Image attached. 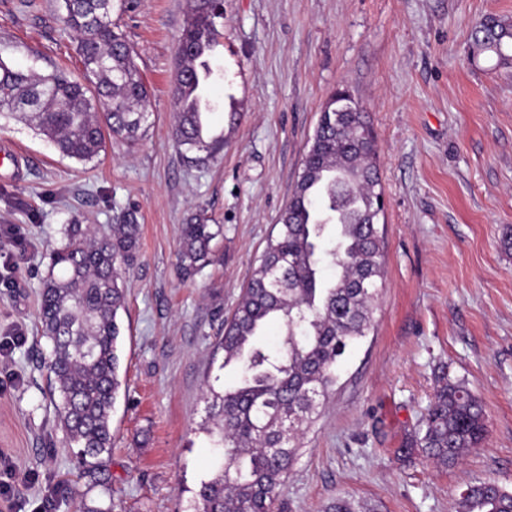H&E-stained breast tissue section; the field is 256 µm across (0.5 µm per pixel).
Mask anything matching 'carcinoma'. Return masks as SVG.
Instances as JSON below:
<instances>
[{
  "mask_svg": "<svg viewBox=\"0 0 512 512\" xmlns=\"http://www.w3.org/2000/svg\"><path fill=\"white\" fill-rule=\"evenodd\" d=\"M63 21L77 35L88 84L56 70L36 75L0 58V115L33 127L63 155L88 163L105 146V134L133 147L149 119L148 89L112 26L107 0H62ZM224 16L223 0H189L178 46L209 62ZM472 49L512 62V24H477ZM201 113L179 106L171 135L190 163L224 150V136L199 132ZM383 194L375 136L366 113H324L306 152L292 197L276 233L259 257L232 318L224 322L221 368L236 382L205 393V432L223 452V465L201 481L191 512H272L284 478L339 381L345 358L373 327L382 281V237L372 215ZM221 226L194 215L180 227L178 269L190 278L212 262ZM65 243L51 250L39 298L43 335L51 343L47 370L57 423L83 461L112 448L111 416L121 381L118 312L126 308L124 275L140 251V224L132 209L104 231L73 222ZM335 270L329 280L324 266ZM277 342L265 341L271 325ZM487 433L481 401L447 374L407 444L448 464ZM459 512H512V491L494 480L461 494Z\"/></svg>",
  "mask_w": 512,
  "mask_h": 512,
  "instance_id": "carcinoma-1",
  "label": "carcinoma"
}]
</instances>
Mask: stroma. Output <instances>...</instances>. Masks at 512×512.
<instances>
[{
	"instance_id": "obj_1",
	"label": "stroma",
	"mask_w": 512,
	"mask_h": 512,
	"mask_svg": "<svg viewBox=\"0 0 512 512\" xmlns=\"http://www.w3.org/2000/svg\"><path fill=\"white\" fill-rule=\"evenodd\" d=\"M186 0H114L150 92L135 147L107 142L93 162L62 156L24 123L0 116V337L22 326L0 391V452L16 465L0 512H186L221 463L203 430L204 391L232 385L213 350L292 196L321 111L349 90L368 112L386 207L374 327L346 359L283 483L274 512H328L348 498L365 512H458L460 491L492 479L512 490V65L471 59L474 25L512 22V0H224L211 87L242 119L216 161L187 164L170 136L171 85ZM59 0H0V58L82 78ZM138 211L141 252L125 276L122 387L113 445L82 462L55 423L38 298L52 248L72 220L108 229ZM204 212L222 225L216 259L176 270L179 227ZM23 238L16 246L15 238ZM482 402L488 432L443 465L402 454L440 374Z\"/></svg>"
}]
</instances>
